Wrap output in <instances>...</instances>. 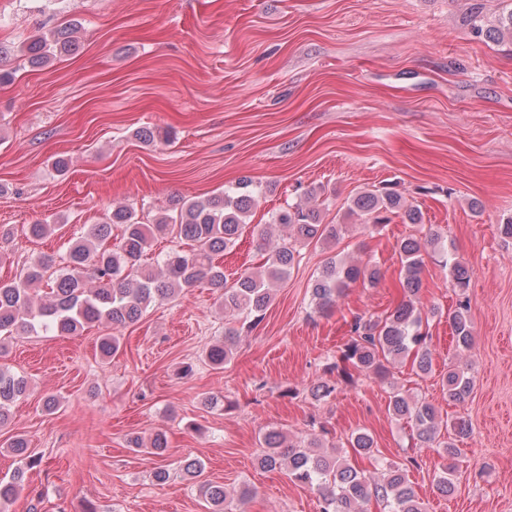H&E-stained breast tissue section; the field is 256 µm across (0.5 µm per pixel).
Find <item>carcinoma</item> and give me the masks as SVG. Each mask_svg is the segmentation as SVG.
Listing matches in <instances>:
<instances>
[{
	"instance_id": "obj_1",
	"label": "carcinoma",
	"mask_w": 512,
	"mask_h": 512,
	"mask_svg": "<svg viewBox=\"0 0 512 512\" xmlns=\"http://www.w3.org/2000/svg\"><path fill=\"white\" fill-rule=\"evenodd\" d=\"M504 6L497 24L487 28L476 25L480 9L471 15L473 32L499 43L512 37V0H502ZM78 24L51 29L22 48L36 65L47 64L62 53L72 51L73 34ZM262 190L248 179L240 180L224 192L203 200H178L173 207L159 214L154 223L143 224L136 213L126 206H114L103 221L92 225L86 234L69 248L65 265L57 267L53 255L40 253L30 259L23 275L10 281H0V337L13 335L74 336L93 323L112 327V335L99 337L98 349L110 357L120 347L118 331L136 323L148 308L169 300L200 282L216 294L224 314L235 319L260 320L273 300V289L290 274L299 247L336 240L343 225L325 224L317 192L312 190L303 203H296L272 214L271 223L259 229L260 249L264 262L252 271L242 273L233 283L224 276L221 258L234 245L240 229L255 209ZM352 212L365 219L366 227L377 229L397 217L405 224L422 223L420 209L409 202L396 185L358 193L352 200ZM274 227L288 230V235L271 241ZM120 230L118 243H112V232ZM169 236L178 242L153 264L143 263V257L153 239ZM190 242L184 249L180 242ZM436 234L426 239L406 238L399 244L404 278V300L384 318H356L350 326V339L340 350L345 367L332 382L324 380L310 389L316 400L331 397L341 383H354L349 369L367 377L383 380L388 365L407 357L413 359L416 374L432 371L428 334L422 330L420 290L424 257L438 254L450 262L456 307L448 312L456 344L469 347L472 340L470 308L466 289L469 270L451 260L447 245L436 247ZM382 278L379 265L371 262H346L330 259L312 284L311 296L316 307L327 310L336 303L349 284L362 281L375 286ZM239 338V331H224V340L206 353L211 366L220 368L228 361ZM441 388L448 398L462 403L472 391V380L465 373L450 368L441 377ZM28 392V381L7 368L0 367V427L10 422V406ZM390 411L397 421L412 424L416 440L422 447L436 446L439 455L448 460L442 475L436 480L437 490L450 495L455 490L456 460L461 449L458 443L470 434L469 422L462 416L446 422L435 406L400 391L393 392ZM448 440L439 442L441 430ZM320 433L311 434L307 444L290 443L278 432L269 430L263 436L265 453L259 464L266 470H285L288 476L317 491L321 498L320 512H365L372 499L384 505V512H426L407 469L393 464H381L379 476L368 477L358 471L339 451H323ZM129 447L154 457H164L168 438L158 432L149 439L132 436ZM8 447L22 466L7 478L0 479V508L12 504L27 488L26 470L38 465L31 454L28 440L20 435L10 439ZM348 447L359 455H373L374 440L358 431L348 438ZM183 476L198 485L207 512H233L234 500H244L254 494L245 485L231 495L222 485L204 479L203 465L188 460L181 467Z\"/></svg>"
}]
</instances>
